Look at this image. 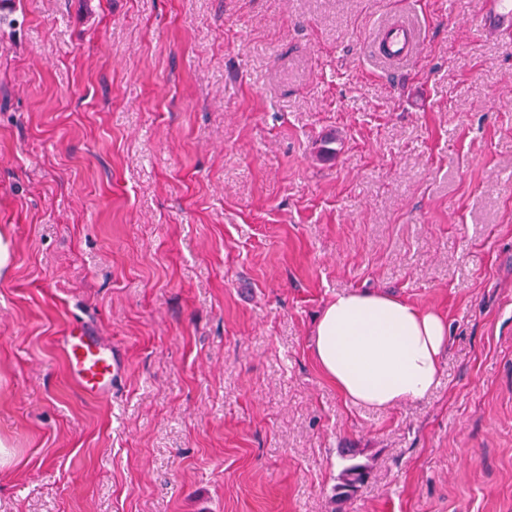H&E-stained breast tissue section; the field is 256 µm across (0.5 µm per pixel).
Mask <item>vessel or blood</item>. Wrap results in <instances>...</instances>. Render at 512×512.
Returning <instances> with one entry per match:
<instances>
[{"label": "vessel or blood", "instance_id": "1", "mask_svg": "<svg viewBox=\"0 0 512 512\" xmlns=\"http://www.w3.org/2000/svg\"><path fill=\"white\" fill-rule=\"evenodd\" d=\"M485 36L512 30V0H485L482 11ZM382 62L399 66L422 49L421 32L410 19L379 26L371 36ZM62 352L73 384L86 396L105 398L111 392L120 365L110 345L84 326L70 328L62 338Z\"/></svg>", "mask_w": 512, "mask_h": 512}]
</instances>
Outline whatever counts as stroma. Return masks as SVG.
Here are the masks:
<instances>
[{"label": "stroma", "mask_w": 512, "mask_h": 512, "mask_svg": "<svg viewBox=\"0 0 512 512\" xmlns=\"http://www.w3.org/2000/svg\"><path fill=\"white\" fill-rule=\"evenodd\" d=\"M0 24V512H512V32L484 0H12ZM421 56L368 47L399 12ZM336 133V155L317 156ZM443 314L374 410L336 294ZM119 356L105 399L60 338ZM370 478L340 501L345 449ZM482 32L486 37L512 30V1L486 0L482 11ZM313 336L320 369L350 403L387 409L436 388L448 321L398 297L353 290L325 305ZM62 352L73 384L86 396L106 398L120 365L110 345L81 326L70 328L62 338Z\"/></svg>", "instance_id": "stroma-1"}]
</instances>
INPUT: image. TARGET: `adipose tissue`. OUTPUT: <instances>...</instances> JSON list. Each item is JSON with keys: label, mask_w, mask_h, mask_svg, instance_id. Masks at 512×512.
I'll list each match as a JSON object with an SVG mask.
<instances>
[{"label": "adipose tissue", "mask_w": 512, "mask_h": 512, "mask_svg": "<svg viewBox=\"0 0 512 512\" xmlns=\"http://www.w3.org/2000/svg\"><path fill=\"white\" fill-rule=\"evenodd\" d=\"M448 346V322L391 295H336L314 328L313 353L352 404L387 409L429 395Z\"/></svg>", "instance_id": "ef3b65f1"}]
</instances>
